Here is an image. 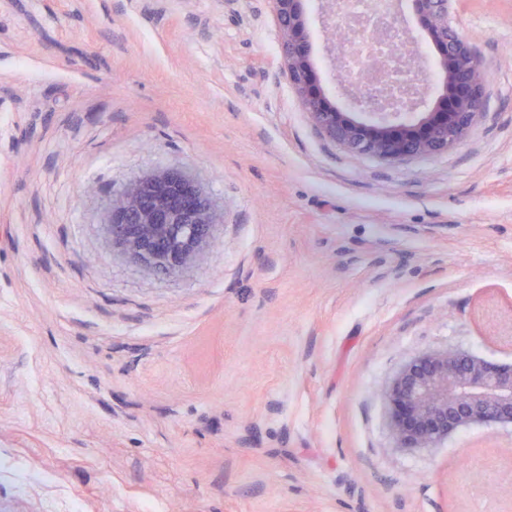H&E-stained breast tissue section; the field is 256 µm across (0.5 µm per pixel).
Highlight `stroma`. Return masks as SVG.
Returning <instances> with one entry per match:
<instances>
[{
  "mask_svg": "<svg viewBox=\"0 0 512 512\" xmlns=\"http://www.w3.org/2000/svg\"><path fill=\"white\" fill-rule=\"evenodd\" d=\"M449 17L483 111L387 164L320 137L269 0H0V512H512V431L400 448L385 398L422 352L512 364V0ZM160 169L217 218L167 275L106 229Z\"/></svg>",
  "mask_w": 512,
  "mask_h": 512,
  "instance_id": "35a3bbf8",
  "label": "stroma"
}]
</instances>
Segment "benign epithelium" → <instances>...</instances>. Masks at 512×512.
<instances>
[{
  "mask_svg": "<svg viewBox=\"0 0 512 512\" xmlns=\"http://www.w3.org/2000/svg\"><path fill=\"white\" fill-rule=\"evenodd\" d=\"M280 36V72L320 136L349 151L387 163L446 152L461 144L474 127L483 103L486 72L448 20L449 0H412L419 24L434 47L429 69L438 72L439 94L428 103L425 68L396 89L387 77L370 81L362 73L382 70L371 53L361 72L343 64L349 43L333 42L337 82L346 99L331 101L314 69L311 34L302 0H270ZM392 28L390 45L397 66L413 44L396 2L379 12L360 32L363 45ZM215 213L197 180L161 169L130 183L114 199L108 234L133 261L155 271H180L201 248L216 243ZM385 397L400 448H433L454 432L477 424L512 427V366H494L458 348L422 352L400 370Z\"/></svg>",
  "mask_w": 512,
  "mask_h": 512,
  "instance_id": "benign-epithelium-1",
  "label": "benign epithelium"
}]
</instances>
